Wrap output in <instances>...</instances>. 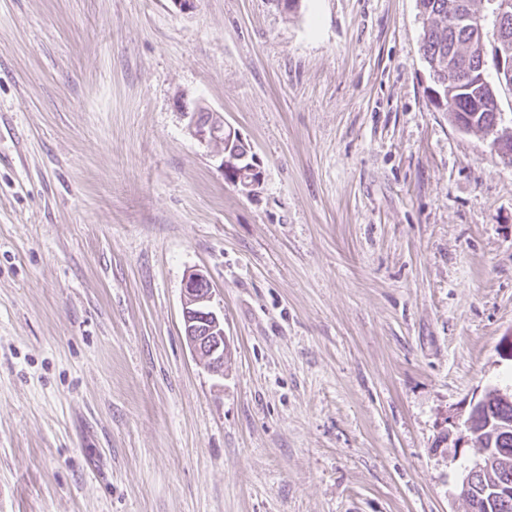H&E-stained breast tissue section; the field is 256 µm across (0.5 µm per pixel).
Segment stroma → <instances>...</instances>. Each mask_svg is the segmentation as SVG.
I'll return each mask as SVG.
<instances>
[{
	"label": "stroma",
	"instance_id": "obj_1",
	"mask_svg": "<svg viewBox=\"0 0 512 512\" xmlns=\"http://www.w3.org/2000/svg\"><path fill=\"white\" fill-rule=\"evenodd\" d=\"M422 33L417 0H0V512H466L443 434L512 391V164ZM186 114L189 115V134L201 144L212 146L220 153L223 174L232 177V183L243 193H254L263 181V172L250 144L224 122L223 114L213 111L202 102ZM212 284L200 272L190 274L183 286V326L193 355L213 373H222L229 340L224 315L211 308Z\"/></svg>",
	"mask_w": 512,
	"mask_h": 512
}]
</instances>
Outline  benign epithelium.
<instances>
[{
  "mask_svg": "<svg viewBox=\"0 0 512 512\" xmlns=\"http://www.w3.org/2000/svg\"><path fill=\"white\" fill-rule=\"evenodd\" d=\"M495 24L499 38L505 37L508 21L512 20V3L494 0ZM493 62L499 80L512 87V56L501 51L483 52L482 64ZM189 134L202 144L217 149L222 157V172L232 177V183L242 192L251 194L261 185L263 172L252 148L244 138L224 122V115L199 102L187 112ZM501 114H496L486 135L493 136L494 153L503 161H512V143L501 137L498 126ZM212 284L200 272L190 274L183 286V326L186 341L193 355L213 373L224 369L229 340L224 333V316L211 308Z\"/></svg>",
  "mask_w": 512,
  "mask_h": 512,
  "instance_id": "obj_1",
  "label": "benign epithelium"
}]
</instances>
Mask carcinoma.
<instances>
[{
    "label": "carcinoma",
    "mask_w": 512,
    "mask_h": 512,
    "mask_svg": "<svg viewBox=\"0 0 512 512\" xmlns=\"http://www.w3.org/2000/svg\"><path fill=\"white\" fill-rule=\"evenodd\" d=\"M475 0H419L425 18L420 51L433 78L435 100L445 108L454 125L464 124L465 131H484L494 117L500 86L491 83L459 81V70H476L481 63V33L471 27H448V16L474 13ZM477 425L472 437L489 464L484 477L471 486L466 505H479L478 512H512L497 507L496 487L503 475H512V399L505 401L490 392L475 408Z\"/></svg>",
    "instance_id": "cac0c4a2"
}]
</instances>
